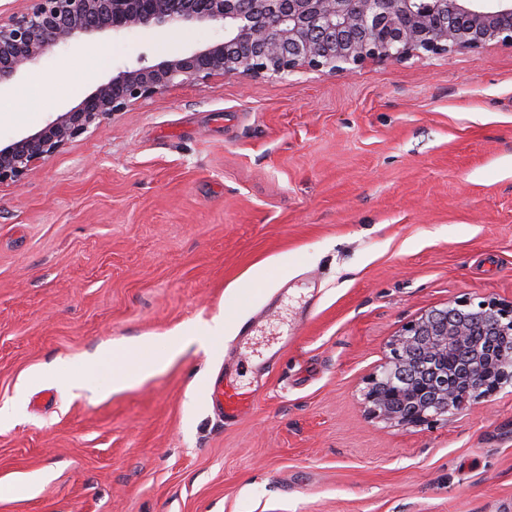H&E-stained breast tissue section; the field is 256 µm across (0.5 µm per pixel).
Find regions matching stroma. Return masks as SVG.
Returning a JSON list of instances; mask_svg holds the SVG:
<instances>
[{
    "label": "stroma",
    "instance_id": "1",
    "mask_svg": "<svg viewBox=\"0 0 512 512\" xmlns=\"http://www.w3.org/2000/svg\"><path fill=\"white\" fill-rule=\"evenodd\" d=\"M223 37L52 50L35 69L70 92L0 117V146ZM491 298L512 300L511 44L174 84L0 184V512H512L511 385L410 428L365 404L407 324ZM220 314L221 341L107 398L44 374L109 340L151 361ZM226 370L254 395L230 425ZM210 397L215 409L224 418L226 424L235 422L249 410L252 404L249 395L239 393L234 388L224 390V381L222 380L215 383Z\"/></svg>",
    "mask_w": 512,
    "mask_h": 512
}]
</instances>
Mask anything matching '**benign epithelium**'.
<instances>
[{
    "instance_id": "1",
    "label": "benign epithelium",
    "mask_w": 512,
    "mask_h": 512,
    "mask_svg": "<svg viewBox=\"0 0 512 512\" xmlns=\"http://www.w3.org/2000/svg\"><path fill=\"white\" fill-rule=\"evenodd\" d=\"M0 14V89L54 47L83 36L219 24L224 41L118 70L41 130L0 146V184L176 80L331 73L368 59H401L512 44V0H26ZM512 382V300L466 301L421 315L368 379L370 413L396 426L446 416Z\"/></svg>"
}]
</instances>
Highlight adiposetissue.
<instances>
[{
	"label": "adipose tissue",
	"instance_id": "obj_1",
	"mask_svg": "<svg viewBox=\"0 0 512 512\" xmlns=\"http://www.w3.org/2000/svg\"><path fill=\"white\" fill-rule=\"evenodd\" d=\"M69 82L70 78L65 74L48 78L39 74L32 75L27 86L16 95L8 94L0 97V112L13 115L20 120L24 119L27 114L41 109L43 97L47 92H65ZM223 333L224 319L218 316L206 326L204 332L186 330L169 336L167 355L164 358L137 363L125 368L119 366V356L114 349L107 346L82 365L75 367L61 363L56 366L55 372L72 388L92 393L98 398H104L112 392L129 387L134 382L147 379L163 368L166 362L177 358L190 344L216 340L222 337ZM107 366L112 367L113 373L111 378L105 381L100 378L99 371Z\"/></svg>",
	"mask_w": 512,
	"mask_h": 512
}]
</instances>
